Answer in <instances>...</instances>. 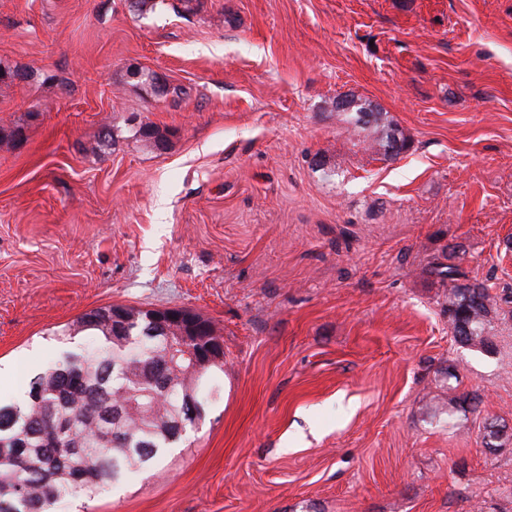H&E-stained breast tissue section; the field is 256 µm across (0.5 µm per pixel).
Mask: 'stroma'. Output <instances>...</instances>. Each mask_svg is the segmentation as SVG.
I'll use <instances>...</instances> for the list:
<instances>
[{
    "label": "stroma",
    "instance_id": "35a3bbf8",
    "mask_svg": "<svg viewBox=\"0 0 512 512\" xmlns=\"http://www.w3.org/2000/svg\"><path fill=\"white\" fill-rule=\"evenodd\" d=\"M0 66V395L99 307L224 344L198 428L55 512H512V0H0ZM436 262L509 297L492 350ZM359 102V103H358ZM342 112H354L352 120L355 125L371 130L372 147L383 156L392 157L406 152L410 148L409 140L384 118V113L377 110L366 100L350 98V108ZM399 143L398 146H396Z\"/></svg>",
    "mask_w": 512,
    "mask_h": 512
}]
</instances>
